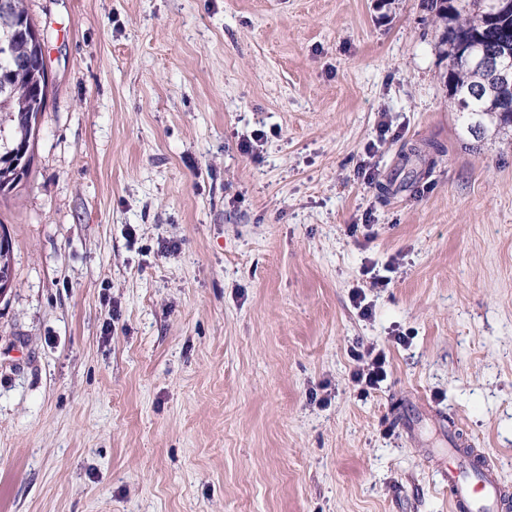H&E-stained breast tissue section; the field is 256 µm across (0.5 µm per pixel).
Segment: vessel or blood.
Segmentation results:
<instances>
[{
    "label": "vessel or blood",
    "mask_w": 512,
    "mask_h": 512,
    "mask_svg": "<svg viewBox=\"0 0 512 512\" xmlns=\"http://www.w3.org/2000/svg\"><path fill=\"white\" fill-rule=\"evenodd\" d=\"M448 499L451 512H502L512 502V487L501 482L488 457L469 460L459 449L448 451Z\"/></svg>",
    "instance_id": "obj_1"
}]
</instances>
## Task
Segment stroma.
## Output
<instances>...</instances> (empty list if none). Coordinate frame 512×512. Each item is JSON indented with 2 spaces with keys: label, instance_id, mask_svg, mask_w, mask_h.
<instances>
[{
  "label": "stroma",
  "instance_id": "obj_1",
  "mask_svg": "<svg viewBox=\"0 0 512 512\" xmlns=\"http://www.w3.org/2000/svg\"><path fill=\"white\" fill-rule=\"evenodd\" d=\"M27 8L0 512H449L453 428L512 486V138L426 0ZM353 375L365 390L378 389L387 377L386 355L375 348L369 349L363 366L354 371Z\"/></svg>",
  "mask_w": 512,
  "mask_h": 512
}]
</instances>
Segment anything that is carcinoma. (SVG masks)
<instances>
[{
  "mask_svg": "<svg viewBox=\"0 0 512 512\" xmlns=\"http://www.w3.org/2000/svg\"><path fill=\"white\" fill-rule=\"evenodd\" d=\"M489 0H430L435 20L445 26L442 44L448 46V86L461 114L462 125L473 137L489 124L512 128V100L500 92L479 69L458 64L459 51L512 54V9L493 12ZM36 43L21 38L0 54V195L15 190L27 176L32 158L18 147L32 146L38 112L47 98L34 93L42 80L34 67Z\"/></svg>",
  "mask_w": 512,
  "mask_h": 512,
  "instance_id": "1",
  "label": "carcinoma"
}]
</instances>
